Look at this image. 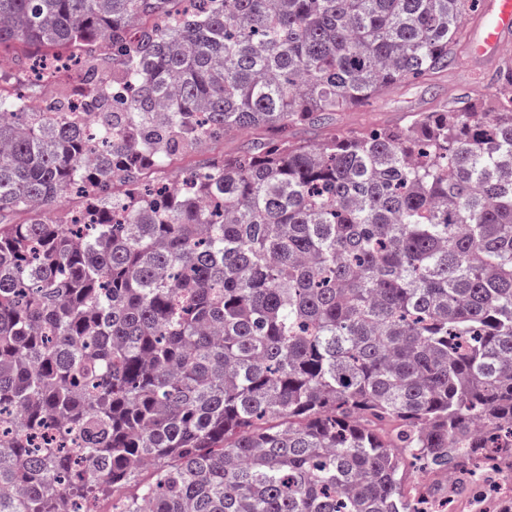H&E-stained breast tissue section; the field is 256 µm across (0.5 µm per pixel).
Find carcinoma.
Returning <instances> with one entry per match:
<instances>
[{
    "mask_svg": "<svg viewBox=\"0 0 512 512\" xmlns=\"http://www.w3.org/2000/svg\"><path fill=\"white\" fill-rule=\"evenodd\" d=\"M471 3L0 0L29 79L75 73L44 112L0 77V213L32 214L0 223V512L143 461L120 512H447L408 463L512 512V58L491 100L293 138L447 71ZM248 138H250V136H235L233 138L211 141L195 152L178 156L168 168L153 176L167 179L171 183L176 180L182 172L187 171L191 167H197L199 164L208 160H221L224 158V155L237 153L242 147V142Z\"/></svg>",
    "mask_w": 512,
    "mask_h": 512,
    "instance_id": "1",
    "label": "carcinoma"
}]
</instances>
